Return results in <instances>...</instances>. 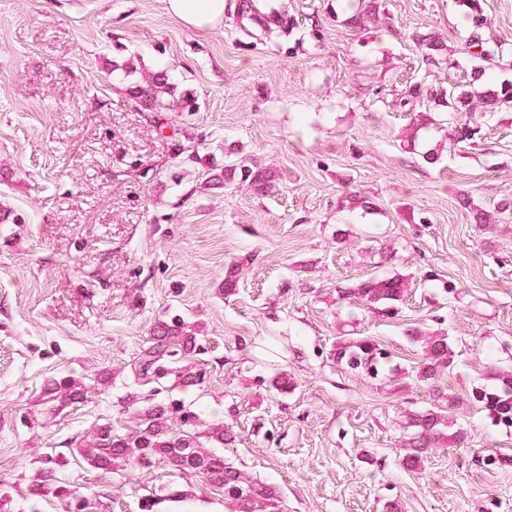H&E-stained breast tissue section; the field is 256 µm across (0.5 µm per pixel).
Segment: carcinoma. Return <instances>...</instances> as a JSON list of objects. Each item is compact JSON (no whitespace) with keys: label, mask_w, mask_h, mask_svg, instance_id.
<instances>
[{"label":"carcinoma","mask_w":512,"mask_h":512,"mask_svg":"<svg viewBox=\"0 0 512 512\" xmlns=\"http://www.w3.org/2000/svg\"><path fill=\"white\" fill-rule=\"evenodd\" d=\"M467 8L474 20V27L482 29L487 18L481 12L479 0H457ZM240 27L252 20L268 33L272 27L289 31L293 23L273 8L264 11L263 0H249L237 8ZM469 55L474 62L472 80L484 86L480 92L461 86L448 75L451 89L448 92V110L454 124V137L458 141L475 135V129L460 119L464 112H502L512 110V81H500L482 66L498 56V47L473 34L468 42ZM447 47L436 39L426 43V61L439 63ZM174 89L169 71L160 69L138 78L130 94L139 100L149 112H165L176 106L182 112H194L196 98L184 93L177 103L166 102V96ZM248 182V187L258 196H265L275 187L274 174L269 167L246 166L232 163L224 166V183L231 184L236 177ZM410 285L400 275H375L352 288L340 292V296L366 309L392 312L407 296ZM407 336L420 344L421 360L417 369L420 381L428 383L437 393L438 402L425 409H409L404 414L401 441V465L408 471L420 470L432 448L448 445L462 447L467 435L456 426L455 409L459 400L443 392L440 380L451 370L454 352L443 332L410 329ZM201 331L194 324L181 320H158L152 332V344L143 350L131 365L127 388V407L136 418V427L127 430L112 423L100 424L87 438L75 442L79 455L87 464L105 473L129 472L133 469L168 466L182 475L203 476L212 486L223 490L224 500L233 512H276L279 508V491L273 485L247 477L239 468L227 462L224 454L214 450L234 438L228 425L209 427L202 431L199 416L181 405L158 398L141 405L135 390L145 384L154 386L155 392L169 391L175 384L197 386L203 382L202 372L194 355L199 349ZM337 362L349 369L362 371L372 377L383 371L389 354L369 336L342 339L336 344ZM493 385L473 390V400L485 408L497 423L512 427V368L494 365L490 368ZM86 387L73 375L54 379L44 390L43 400L54 409L75 404L86 398ZM185 426L182 431L174 428L175 418Z\"/></svg>","instance_id":"1"}]
</instances>
